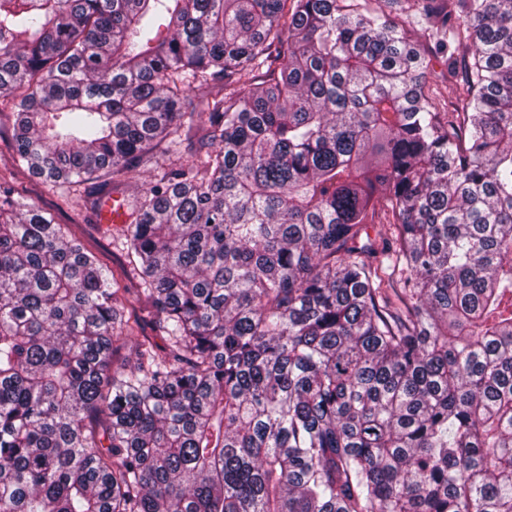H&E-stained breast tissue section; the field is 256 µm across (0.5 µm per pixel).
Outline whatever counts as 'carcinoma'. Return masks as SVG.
<instances>
[{"label":"carcinoma","mask_w":512,"mask_h":512,"mask_svg":"<svg viewBox=\"0 0 512 512\" xmlns=\"http://www.w3.org/2000/svg\"><path fill=\"white\" fill-rule=\"evenodd\" d=\"M373 2L0 0L19 167L167 155L119 275L0 180V512H512V0ZM461 79V70L458 65L452 66L448 64L445 58L440 56L431 57L428 71L429 86L433 93L441 99L442 103L451 98L455 85Z\"/></svg>","instance_id":"cac0c4a2"}]
</instances>
